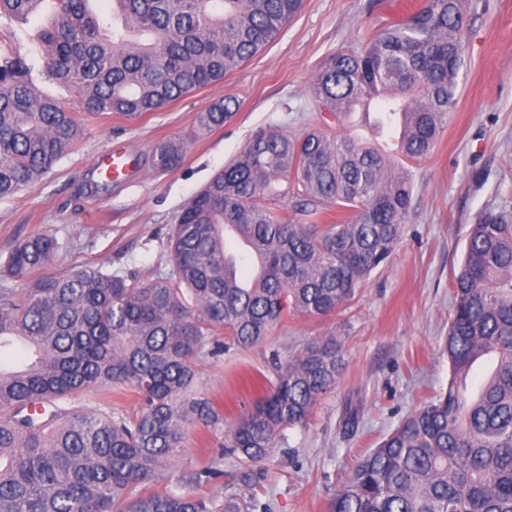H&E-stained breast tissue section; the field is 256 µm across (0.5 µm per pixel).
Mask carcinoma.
Wrapping results in <instances>:
<instances>
[{
	"label": "carcinoma",
	"instance_id": "carcinoma-1",
	"mask_svg": "<svg viewBox=\"0 0 512 512\" xmlns=\"http://www.w3.org/2000/svg\"><path fill=\"white\" fill-rule=\"evenodd\" d=\"M90 2L56 0L39 34L42 76L71 86L85 112L137 118L224 79L303 0H112L110 24ZM44 3L0 0V16L26 20ZM464 51L462 0H423L362 50L330 56L313 99L339 127L361 104L371 137L397 133L396 158L340 131L257 130L182 207L171 268L153 280L89 268L29 281L58 243L48 232L19 243L6 270L26 287L0 291V512H255L252 484L199 498L185 485L216 471H174L191 429L224 422L196 362L224 351L221 333L248 348L292 315L340 311L389 261L412 168L456 106ZM237 110L218 100L196 127L221 128ZM83 134L75 112L38 92L25 57L0 58V198L40 181ZM183 150L158 144L152 167L174 169ZM331 209L346 217L321 223ZM229 224L255 243L231 273ZM449 286L446 391L357 460L330 512H512V211L477 217ZM344 353L333 333L275 363L265 393L225 425L220 455L269 458L336 388ZM114 389L136 394L134 417L103 401ZM80 394L87 403L73 405Z\"/></svg>",
	"mask_w": 512,
	"mask_h": 512
}]
</instances>
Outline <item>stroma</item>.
I'll return each instance as SVG.
<instances>
[{"label":"stroma","mask_w":512,"mask_h":512,"mask_svg":"<svg viewBox=\"0 0 512 512\" xmlns=\"http://www.w3.org/2000/svg\"><path fill=\"white\" fill-rule=\"evenodd\" d=\"M420 0H304L281 34L242 67L164 108L130 119L80 114L86 132L42 180L0 198V264L15 245L50 231L58 242L48 271L71 274L93 266L147 280L168 272L166 233L184 204L252 134L279 126L299 133L320 113L310 86L321 64L340 50H360L386 24ZM466 48L457 104L429 156L413 170L415 192L400 243L373 270L338 316L294 315L258 346L197 362L202 387L225 422L238 418L271 375V355L297 353L331 333L345 342L334 391L306 428L286 430L270 458L253 466L219 457L223 425L191 430L178 471L220 470L192 485L209 497L250 481L267 512H328V503L356 459L376 447L416 406L448 385L442 352L452 306L448 286L476 216L512 211V0H466ZM39 19L0 17V53L37 61ZM231 96L240 107L223 128L195 132L198 112ZM185 139L182 161L160 173L151 165L161 141ZM112 144L134 154L133 172L108 194L91 193L94 161ZM358 426L345 434L348 410Z\"/></svg>","instance_id":"stroma-1"}]
</instances>
